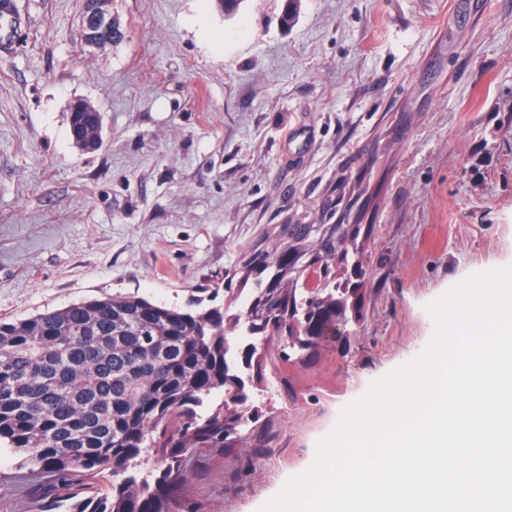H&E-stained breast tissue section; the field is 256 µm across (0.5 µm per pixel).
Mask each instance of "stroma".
<instances>
[{
	"label": "stroma",
	"mask_w": 512,
	"mask_h": 512,
	"mask_svg": "<svg viewBox=\"0 0 512 512\" xmlns=\"http://www.w3.org/2000/svg\"><path fill=\"white\" fill-rule=\"evenodd\" d=\"M0 53V319L104 294L183 304L283 223L369 224L364 318L288 363L266 342L261 436L189 463L182 512H259L342 409L432 337L425 310L512 265V0H112L124 39L77 32L84 0H18ZM103 116L80 150L69 107ZM40 476L0 455V512Z\"/></svg>",
	"instance_id": "obj_1"
}]
</instances>
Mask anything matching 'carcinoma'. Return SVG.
Segmentation results:
<instances>
[{
    "instance_id": "cac0c4a2",
    "label": "carcinoma",
    "mask_w": 512,
    "mask_h": 512,
    "mask_svg": "<svg viewBox=\"0 0 512 512\" xmlns=\"http://www.w3.org/2000/svg\"><path fill=\"white\" fill-rule=\"evenodd\" d=\"M69 126L96 135L101 113H71ZM370 229L275 226V249L223 277L220 306L116 293L0 321V452L22 456L54 492L34 498L35 512H177L195 452L224 453L259 419L248 401L265 354L250 338L291 339L312 355L356 333ZM248 285L247 310L230 313Z\"/></svg>"
}]
</instances>
